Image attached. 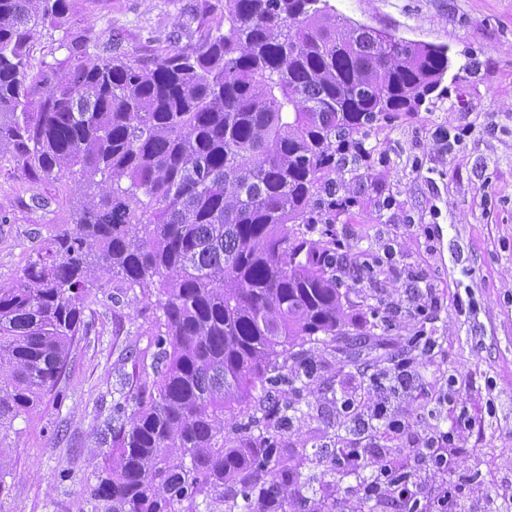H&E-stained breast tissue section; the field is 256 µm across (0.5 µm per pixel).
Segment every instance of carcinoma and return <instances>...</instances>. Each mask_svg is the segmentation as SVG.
Wrapping results in <instances>:
<instances>
[{"mask_svg":"<svg viewBox=\"0 0 512 512\" xmlns=\"http://www.w3.org/2000/svg\"><path fill=\"white\" fill-rule=\"evenodd\" d=\"M68 10L0 0V154L26 179L75 177L80 196L73 223L0 284V428L54 390L105 278L162 315L101 429L88 496L106 512H288L309 477L281 435L301 391L327 390L312 351L355 362L371 335L350 329L359 290L312 233L360 136L416 111L448 51L324 0H203L182 45L151 34L144 59L72 39L68 69L29 76L27 45ZM13 466L0 445V493Z\"/></svg>","mask_w":512,"mask_h":512,"instance_id":"cac0c4a2","label":"carcinoma"}]
</instances>
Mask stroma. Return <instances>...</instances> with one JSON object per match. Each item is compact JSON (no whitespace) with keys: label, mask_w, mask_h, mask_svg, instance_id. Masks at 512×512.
Returning <instances> with one entry per match:
<instances>
[{"label":"stroma","mask_w":512,"mask_h":512,"mask_svg":"<svg viewBox=\"0 0 512 512\" xmlns=\"http://www.w3.org/2000/svg\"><path fill=\"white\" fill-rule=\"evenodd\" d=\"M196 0H70L63 27L45 26L27 48L30 74L65 65L66 41L86 34L107 41L122 33L131 54L148 55L146 34L167 36L187 21ZM351 21L408 40L446 46L450 65L417 112L369 128L358 171H344L351 202L333 230L352 253L384 257L364 283L370 298L359 321H372L379 299L399 303L396 330H376L363 354L375 367L412 336L435 339L420 356L409 390L377 395L406 421L407 433L378 439L421 476L425 488L444 483L454 498L489 499L493 512H512V0H327ZM470 126L467 136L458 130ZM77 201L71 179L21 177L0 155V283H14L43 240L70 223ZM439 303L416 312L417 290ZM139 291L95 288L69 365L56 389L29 415L0 430L13 473L0 512H101L82 489L100 458L99 430L120 392L138 374L129 349H145L151 311ZM332 391H304L302 415L282 440L290 457L354 437L339 402L368 381L332 351L317 353ZM453 430L457 464L450 475L429 470L413 451L421 435Z\"/></svg>","instance_id":"35a3bbf8"}]
</instances>
